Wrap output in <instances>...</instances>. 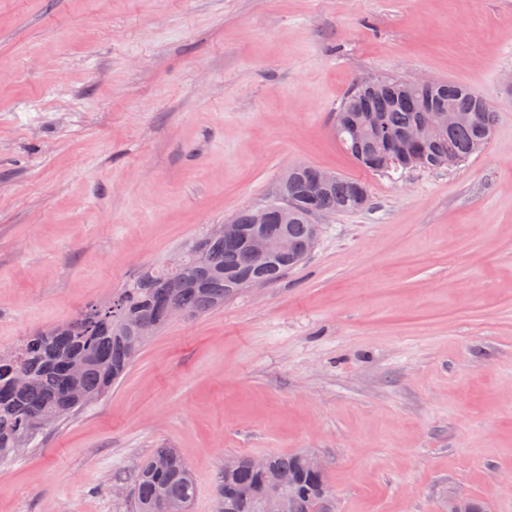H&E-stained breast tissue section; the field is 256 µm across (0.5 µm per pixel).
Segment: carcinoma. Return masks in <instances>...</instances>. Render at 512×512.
<instances>
[{
	"mask_svg": "<svg viewBox=\"0 0 512 512\" xmlns=\"http://www.w3.org/2000/svg\"><path fill=\"white\" fill-rule=\"evenodd\" d=\"M448 110L456 113L455 124L432 132L416 159L392 163L387 169L376 166L385 153L386 136ZM495 117L494 106L465 85L442 80L433 87L415 86L398 75H386L370 84H352L336 111L333 133L340 147L372 175L436 170L450 152L462 164L483 149ZM323 177L322 189L310 193V183ZM359 187L367 189L360 180L314 166L290 168L274 200L233 217L246 228L258 223L284 240L285 254L259 261L243 244L207 232L182 249L180 266L164 264L132 281L109 305L27 337L11 361H0V459L111 391L127 373L131 351L142 349L149 340L143 327L157 333L168 324V307L200 315L236 296L239 279L278 281L313 249L319 233L314 215L367 207L369 196L356 197ZM286 198L292 206L285 221L280 206ZM272 480L281 483L283 493L306 504L316 496V479L304 470L302 453L269 455L262 472L252 467L251 458L241 456L219 477L215 512H262L264 490ZM194 494L195 477L186 459L174 448H156L138 468L131 512H191Z\"/></svg>",
	"mask_w": 512,
	"mask_h": 512,
	"instance_id": "carcinoma-1",
	"label": "carcinoma"
}]
</instances>
